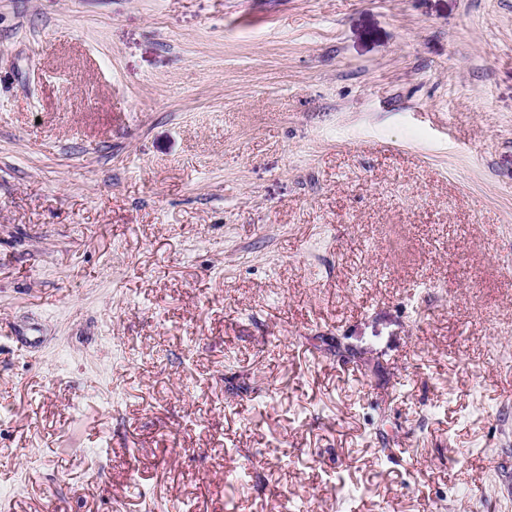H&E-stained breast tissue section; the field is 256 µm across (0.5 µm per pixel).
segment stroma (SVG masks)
I'll return each instance as SVG.
<instances>
[{"label":"stroma","instance_id":"35a3bbf8","mask_svg":"<svg viewBox=\"0 0 512 512\" xmlns=\"http://www.w3.org/2000/svg\"><path fill=\"white\" fill-rule=\"evenodd\" d=\"M0 512H512V0H0Z\"/></svg>","mask_w":512,"mask_h":512}]
</instances>
